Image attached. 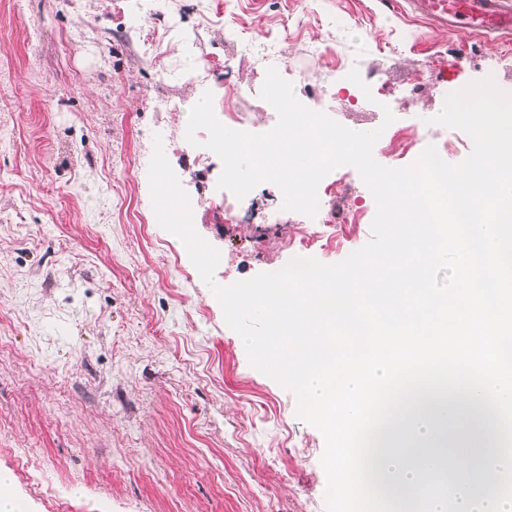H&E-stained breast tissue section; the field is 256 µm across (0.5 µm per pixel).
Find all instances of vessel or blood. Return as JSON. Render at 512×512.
Listing matches in <instances>:
<instances>
[{
    "mask_svg": "<svg viewBox=\"0 0 512 512\" xmlns=\"http://www.w3.org/2000/svg\"><path fill=\"white\" fill-rule=\"evenodd\" d=\"M411 9L434 26L463 28L483 38L512 35V0H409Z\"/></svg>",
    "mask_w": 512,
    "mask_h": 512,
    "instance_id": "b4317fda",
    "label": "vessel or blood"
}]
</instances>
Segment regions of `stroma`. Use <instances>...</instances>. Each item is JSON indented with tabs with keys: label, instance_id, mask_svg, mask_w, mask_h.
Instances as JSON below:
<instances>
[{
	"label": "stroma",
	"instance_id": "1",
	"mask_svg": "<svg viewBox=\"0 0 512 512\" xmlns=\"http://www.w3.org/2000/svg\"><path fill=\"white\" fill-rule=\"evenodd\" d=\"M403 0H0V471L25 512H327L321 432L293 391L249 361L189 254L158 223L145 131L167 159L197 232L221 254L216 284L286 265L293 224H265L269 182L216 209L222 162L182 142L185 110L237 93L256 124L268 67L297 100L367 132L383 111L321 101L352 71L375 94L417 95L397 127L424 125L449 89L494 68L512 89V39H475L406 16ZM139 18L141 35L125 33ZM239 64L225 71L224 60ZM325 184L362 223L324 264L372 238L374 198L350 166Z\"/></svg>",
	"mask_w": 512,
	"mask_h": 512
}]
</instances>
